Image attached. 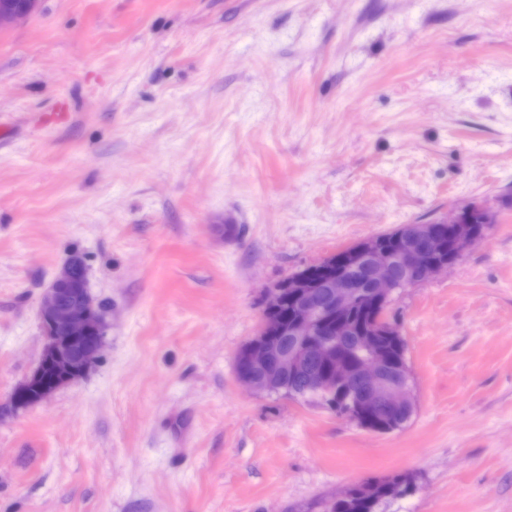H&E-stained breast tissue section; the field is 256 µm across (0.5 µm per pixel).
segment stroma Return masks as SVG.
Segmentation results:
<instances>
[{"label": "stroma", "instance_id": "obj_1", "mask_svg": "<svg viewBox=\"0 0 512 512\" xmlns=\"http://www.w3.org/2000/svg\"><path fill=\"white\" fill-rule=\"evenodd\" d=\"M3 126L0 404L70 258L107 329L0 416V512H323L392 472L379 512H512V0H41L0 30ZM473 205L486 236L391 306L402 429L240 384L269 288Z\"/></svg>", "mask_w": 512, "mask_h": 512}]
</instances>
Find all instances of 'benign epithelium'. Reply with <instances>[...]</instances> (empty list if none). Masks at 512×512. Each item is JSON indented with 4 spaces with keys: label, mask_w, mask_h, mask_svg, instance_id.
<instances>
[{
    "label": "benign epithelium",
    "mask_w": 512,
    "mask_h": 512,
    "mask_svg": "<svg viewBox=\"0 0 512 512\" xmlns=\"http://www.w3.org/2000/svg\"><path fill=\"white\" fill-rule=\"evenodd\" d=\"M39 8V0H0V29L17 24ZM488 213L477 207L462 211L449 221L448 237L455 247L444 243L432 224H405L383 234L365 238L339 255L325 259L324 277L296 272L278 282L265 295L258 334L238 353L248 370L238 375L247 388L274 393L285 377L301 372L311 361L326 363L342 355L341 337L354 334L350 322L342 319L363 295L358 272L365 273L368 295L380 308V332L393 330L386 312L395 295L404 288L418 286L448 272L463 252L490 227ZM404 274L393 275L395 266ZM83 263H67L43 295L39 320L44 347L30 376L11 392L7 408L11 412L35 405L59 388L86 374L99 359L105 336L104 316L98 303L84 290L74 301L62 296V287L72 278V270ZM293 304V321L286 325L277 316L286 301ZM295 337L285 350L278 336ZM358 375L364 389L353 401L354 410L367 417L382 413H412L415 410L414 383L410 370L395 367L386 355L361 339L351 354L336 365V372L321 374L314 386L333 393Z\"/></svg>",
    "instance_id": "7a95c632"
}]
</instances>
